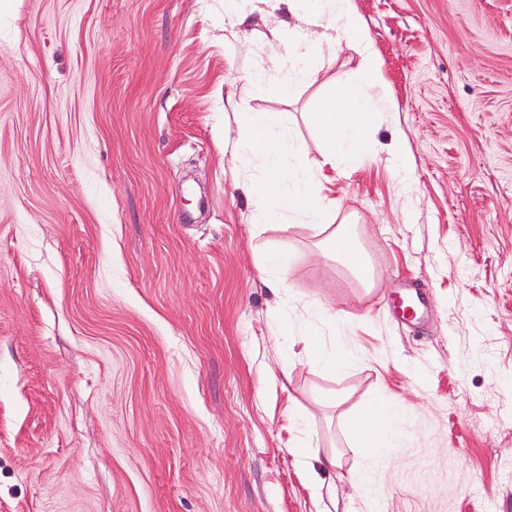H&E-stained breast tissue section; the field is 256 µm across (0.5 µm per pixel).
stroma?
Returning a JSON list of instances; mask_svg holds the SVG:
<instances>
[{"instance_id":"35a3bbf8","label":"stroma","mask_w":512,"mask_h":512,"mask_svg":"<svg viewBox=\"0 0 512 512\" xmlns=\"http://www.w3.org/2000/svg\"><path fill=\"white\" fill-rule=\"evenodd\" d=\"M356 5L398 104L329 173L368 286L310 226L249 223L251 156L224 152L248 69L266 82L241 109L319 159L304 114L353 47L285 99L286 48L315 32L286 10L243 0L235 39L224 0H0V512H512V0ZM380 396L405 411L372 460L347 421ZM302 446L338 467L310 481ZM290 259L275 251L267 253L263 263V273L270 281L278 284L283 291L287 288V275ZM306 351L309 357L323 362L334 371H340L349 361V354L343 349H334L332 352L325 354L320 346V342L316 339L307 341Z\"/></svg>"}]
</instances>
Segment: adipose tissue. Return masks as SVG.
<instances>
[{
	"instance_id": "adipose-tissue-1",
	"label": "adipose tissue",
	"mask_w": 512,
	"mask_h": 512,
	"mask_svg": "<svg viewBox=\"0 0 512 512\" xmlns=\"http://www.w3.org/2000/svg\"><path fill=\"white\" fill-rule=\"evenodd\" d=\"M328 254L340 257L361 280H368L371 270L367 257L361 249L356 225L343 220L322 241ZM398 402L386 398L368 402L363 409L350 417L349 426L359 447L368 449L372 456L382 457L396 439L394 423L402 414Z\"/></svg>"
}]
</instances>
